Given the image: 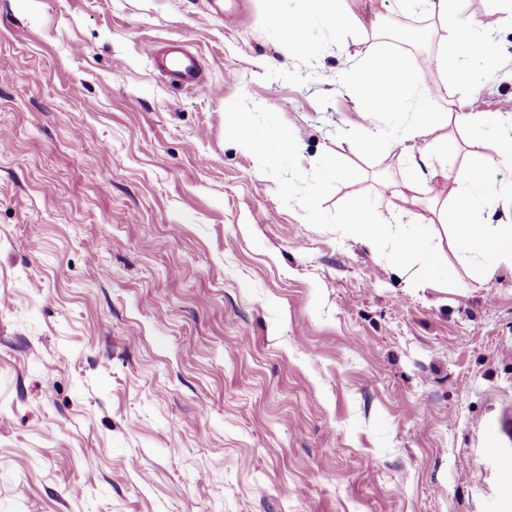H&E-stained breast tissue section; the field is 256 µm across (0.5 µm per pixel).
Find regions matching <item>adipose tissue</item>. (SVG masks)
<instances>
[{"label":"adipose tissue","instance_id":"ef3b65f1","mask_svg":"<svg viewBox=\"0 0 512 512\" xmlns=\"http://www.w3.org/2000/svg\"><path fill=\"white\" fill-rule=\"evenodd\" d=\"M340 0H308L309 7L284 19L282 25L295 37V45H305L299 29L313 24L336 31L362 28L360 18L342 10ZM466 0H405L407 7L435 18L441 31V47L431 54L436 72H453L452 82L427 81L419 63H402L385 53L347 59L338 71V80L351 93L367 92L362 107L367 120L363 129L366 147L376 150L387 145L389 134L378 121L383 113L410 112L400 140L406 145L411 167V187L430 193L436 209L434 221L425 224L404 222V212L360 205L366 215L363 224L351 215L341 222L350 237L386 251L392 266L415 269L417 275L436 287H447L451 268L440 261L444 248H452L460 258L490 275L498 266L512 267V220L492 223L491 208L512 211V186L505 188L474 178L439 184L445 175L448 157L457 150L448 125L474 134L482 149L484 165L512 162V114L504 116L477 110V91L469 87L470 63L481 59L486 73L512 63V54L493 35L494 29L512 26V0H493L494 20L466 17ZM436 96L446 97L448 112H431L427 103Z\"/></svg>","mask_w":512,"mask_h":512}]
</instances>
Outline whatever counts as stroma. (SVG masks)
Instances as JSON below:
<instances>
[{"instance_id":"stroma-1","label":"stroma","mask_w":512,"mask_h":512,"mask_svg":"<svg viewBox=\"0 0 512 512\" xmlns=\"http://www.w3.org/2000/svg\"><path fill=\"white\" fill-rule=\"evenodd\" d=\"M299 8L0 0V512H512V268L448 249L413 285L348 237L410 170L337 71L401 46L290 47ZM343 8L438 47L403 0ZM169 43L209 89L154 67ZM476 106L512 114L511 64ZM240 147L254 156L259 167L264 170L275 167L280 160V154L273 150L266 141L243 139L240 142Z\"/></svg>"}]
</instances>
